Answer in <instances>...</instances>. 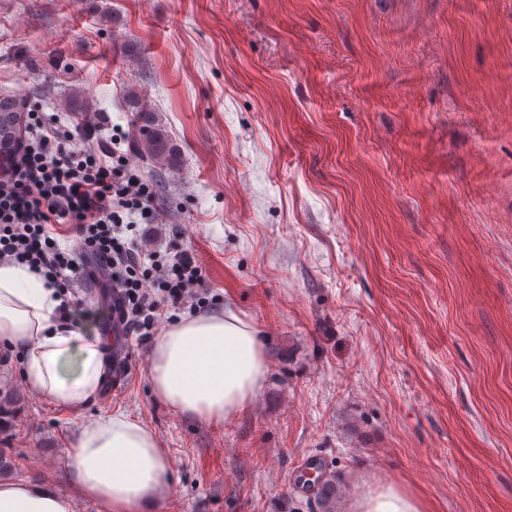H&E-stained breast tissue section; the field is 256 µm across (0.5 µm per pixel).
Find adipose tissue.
Returning <instances> with one entry per match:
<instances>
[{
  "mask_svg": "<svg viewBox=\"0 0 512 512\" xmlns=\"http://www.w3.org/2000/svg\"><path fill=\"white\" fill-rule=\"evenodd\" d=\"M61 303L42 275L0 265V342L22 354L26 385L69 412L99 393L107 362L99 339L59 324ZM154 395L180 415L218 423L262 390L267 358L256 328L233 311L186 316L168 325L149 350ZM68 455L73 494L48 483H0V512H73L74 496L100 512H160L168 500V464L157 435L122 412L84 422ZM355 512H423L393 486L370 491Z\"/></svg>",
  "mask_w": 512,
  "mask_h": 512,
  "instance_id": "adipose-tissue-1",
  "label": "adipose tissue"
}]
</instances>
